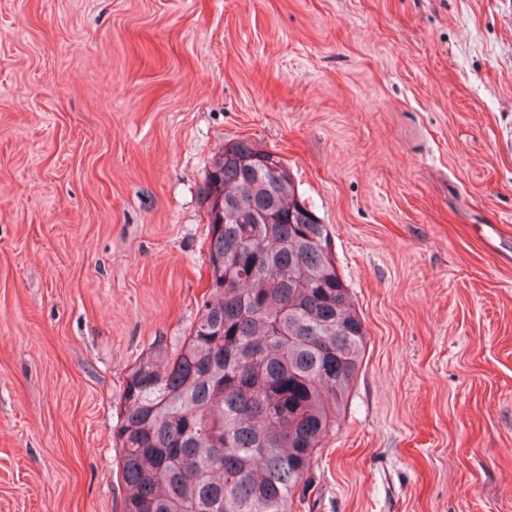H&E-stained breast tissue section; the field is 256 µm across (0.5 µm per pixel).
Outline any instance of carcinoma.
I'll return each instance as SVG.
<instances>
[{
  "label": "carcinoma",
  "mask_w": 512,
  "mask_h": 512,
  "mask_svg": "<svg viewBox=\"0 0 512 512\" xmlns=\"http://www.w3.org/2000/svg\"><path fill=\"white\" fill-rule=\"evenodd\" d=\"M239 141L205 181L211 289L189 334L129 372L115 432L124 512H293L366 329L288 170Z\"/></svg>",
  "instance_id": "obj_1"
}]
</instances>
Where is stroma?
Here are the masks:
<instances>
[{
	"mask_svg": "<svg viewBox=\"0 0 512 512\" xmlns=\"http://www.w3.org/2000/svg\"><path fill=\"white\" fill-rule=\"evenodd\" d=\"M242 139L367 330L294 512H512V0H0V512H123L120 396Z\"/></svg>",
	"mask_w": 512,
	"mask_h": 512,
	"instance_id": "1",
	"label": "stroma"
}]
</instances>
